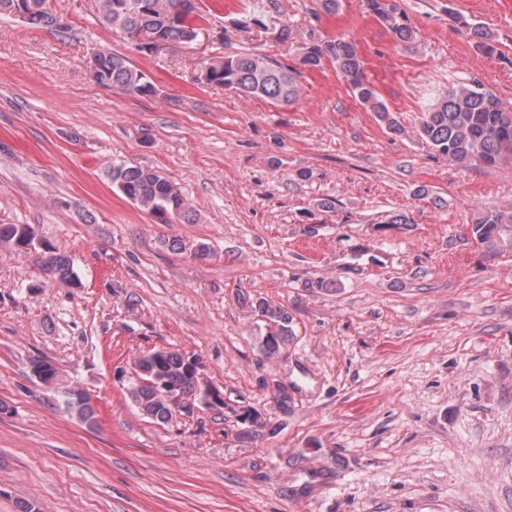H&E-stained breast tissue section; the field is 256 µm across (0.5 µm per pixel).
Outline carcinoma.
Returning <instances> with one entry per match:
<instances>
[{"mask_svg": "<svg viewBox=\"0 0 512 512\" xmlns=\"http://www.w3.org/2000/svg\"><path fill=\"white\" fill-rule=\"evenodd\" d=\"M193 0H97L101 24L121 31L139 23L176 47L193 35L205 20L198 6L187 7ZM367 10L376 16L400 43L409 46L415 33L405 13L395 0H366ZM28 25L49 32H60L66 25L46 12L35 15ZM475 43L488 55L496 52L495 36L486 27L462 21ZM299 67L247 50L234 55L216 57L201 71L197 81L222 86L244 96L256 97L273 105H286L295 100L299 88V68L320 70L327 63L344 79L355 98L367 104L386 123L393 134L403 131L379 98L372 85L364 80L363 61L358 49L344 34L324 38L312 27L302 37L298 54ZM103 71L98 83L133 97H150L157 93L155 84L127 59L113 52L102 53ZM417 133L439 155L461 165L497 167L512 165V106L479 81L460 84L441 94L422 113ZM112 183L124 188L123 194L138 207L148 211L160 223L176 219L181 223L196 222V213L186 202L179 187L161 172L148 167L119 164L110 171ZM471 236L487 251L512 250V210L480 207L470 222ZM36 236L28 224H0V249L26 254L35 246ZM43 269L53 281L76 288L80 286L73 261L47 241L41 242ZM265 318L267 331L263 337L264 353L273 357L288 346L293 336V317L288 310L266 300L255 304ZM190 355L176 349H151L133 357L130 369L136 378L129 381L127 394L142 415L165 423L174 410L163 395V387L171 386L185 399H197L202 387L200 377L190 371ZM31 371L39 383L65 394L66 409L88 426L98 423V410L76 387L64 383L57 367L45 360L32 362Z\"/></svg>", "mask_w": 512, "mask_h": 512, "instance_id": "1", "label": "carcinoma"}]
</instances>
